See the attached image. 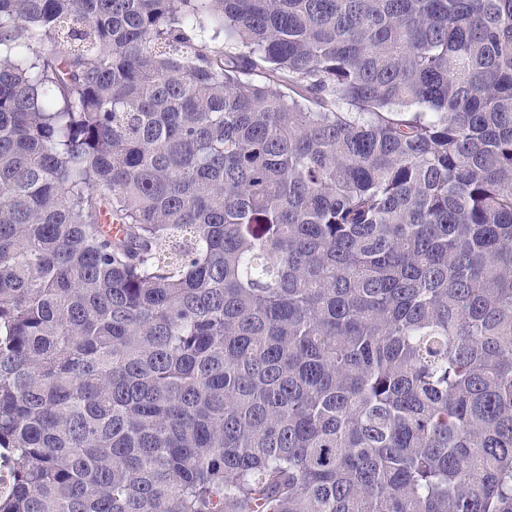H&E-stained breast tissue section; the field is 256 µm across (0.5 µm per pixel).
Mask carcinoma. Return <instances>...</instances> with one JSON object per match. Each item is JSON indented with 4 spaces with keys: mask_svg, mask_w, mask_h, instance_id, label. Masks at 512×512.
<instances>
[{
    "mask_svg": "<svg viewBox=\"0 0 512 512\" xmlns=\"http://www.w3.org/2000/svg\"><path fill=\"white\" fill-rule=\"evenodd\" d=\"M0 448V512H512V0H0Z\"/></svg>",
    "mask_w": 512,
    "mask_h": 512,
    "instance_id": "cac0c4a2",
    "label": "carcinoma"
}]
</instances>
